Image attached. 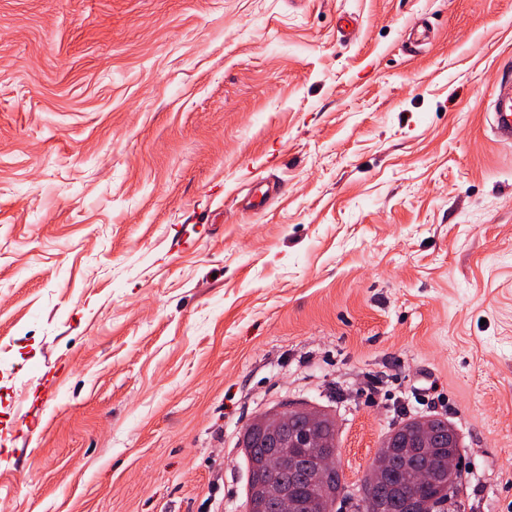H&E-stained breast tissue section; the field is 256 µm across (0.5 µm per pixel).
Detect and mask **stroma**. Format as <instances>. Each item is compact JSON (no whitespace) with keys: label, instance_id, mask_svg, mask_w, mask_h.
Here are the masks:
<instances>
[{"label":"stroma","instance_id":"stroma-1","mask_svg":"<svg viewBox=\"0 0 512 512\" xmlns=\"http://www.w3.org/2000/svg\"><path fill=\"white\" fill-rule=\"evenodd\" d=\"M507 79L512 0H0V512H246L287 401L351 488L448 419L512 512ZM493 136L501 142L512 141V91L511 83L505 82L497 99L487 112ZM273 411L254 417L252 424L244 431L242 437L243 454L249 473V512H277L279 490L281 487H288V482L292 479V474L288 472V458L294 450L288 449L282 459L269 464L264 461L262 448L259 447L258 439L261 431L276 420V414ZM269 466L276 470V482L266 491H262L260 489L262 483H258L257 478L265 473ZM250 489L251 493H249ZM429 418L430 417L410 418L399 422L393 427H390L379 448H377L370 467H373L382 458V456H384L391 449L385 448V446L390 445L393 440L410 439L411 441H414L420 433L422 426L430 421ZM381 478L382 469L380 468V464H377L375 467L369 469L366 472V475L361 480L360 485L364 487H370L379 482Z\"/></svg>","mask_w":512,"mask_h":512}]
</instances>
